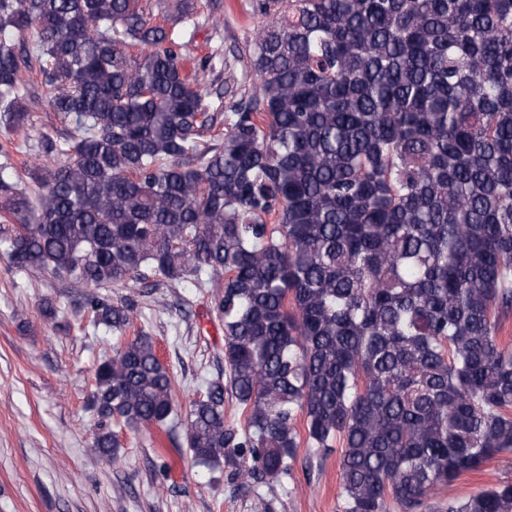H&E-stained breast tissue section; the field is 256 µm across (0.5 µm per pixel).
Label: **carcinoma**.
Returning <instances> with one entry per match:
<instances>
[{
	"mask_svg": "<svg viewBox=\"0 0 512 512\" xmlns=\"http://www.w3.org/2000/svg\"><path fill=\"white\" fill-rule=\"evenodd\" d=\"M256 83L224 106L193 37L139 0H0V112L29 120L30 58L77 136L19 187L0 166L12 267L88 288H213L228 381L192 403L186 444L229 478L276 480L341 444L345 512H512V484L435 490L512 453V0H255ZM167 20L194 26L188 0ZM33 34V56L13 46ZM139 49L134 56L130 49ZM96 325L132 308L96 295ZM246 412L224 418V394ZM101 420L162 427L173 380L143 332L94 373Z\"/></svg>",
	"mask_w": 512,
	"mask_h": 512,
	"instance_id": "obj_1",
	"label": "carcinoma"
}]
</instances>
